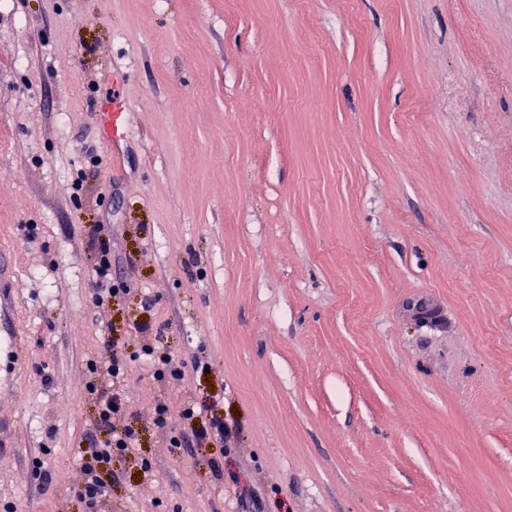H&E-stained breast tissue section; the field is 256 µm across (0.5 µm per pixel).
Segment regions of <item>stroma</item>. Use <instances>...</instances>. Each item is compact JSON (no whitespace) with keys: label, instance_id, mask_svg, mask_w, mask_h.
Instances as JSON below:
<instances>
[{"label":"stroma","instance_id":"1","mask_svg":"<svg viewBox=\"0 0 512 512\" xmlns=\"http://www.w3.org/2000/svg\"><path fill=\"white\" fill-rule=\"evenodd\" d=\"M95 224L129 289L105 308ZM0 246V506L86 512L116 340L136 445L102 512H241L242 484L264 512H512V0H0ZM154 341L209 378L154 379ZM219 396L224 481L169 442ZM105 108L106 112H103V133L110 150L112 164L118 165L120 157L115 152L114 147L123 138L127 108L115 97L106 102Z\"/></svg>","mask_w":512,"mask_h":512}]
</instances>
